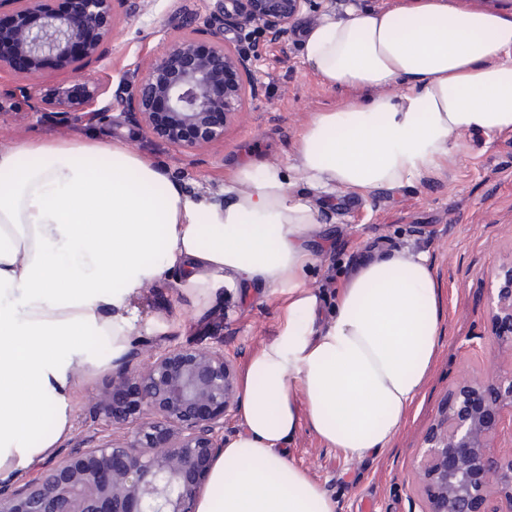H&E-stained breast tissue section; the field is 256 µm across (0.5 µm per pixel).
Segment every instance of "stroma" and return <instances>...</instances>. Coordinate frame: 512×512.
Listing matches in <instances>:
<instances>
[{
    "instance_id": "obj_1",
    "label": "stroma",
    "mask_w": 512,
    "mask_h": 512,
    "mask_svg": "<svg viewBox=\"0 0 512 512\" xmlns=\"http://www.w3.org/2000/svg\"><path fill=\"white\" fill-rule=\"evenodd\" d=\"M225 6V0H114L112 35L86 69L91 82L107 89L100 98L111 107L106 119L58 126L26 107H14L0 115V151L45 137L120 138L188 190L213 195L247 159L293 168L297 138L318 113L342 110L350 100L372 94L364 87L324 84L303 63L301 35L285 43L256 39L255 72L242 112L225 123L222 138L192 152L152 137L115 95L122 81L133 79L173 40L190 35L211 40L210 22L223 20ZM458 142V152L433 168L431 177L357 198L356 208H349L341 191L315 198L320 225L306 281L324 302L333 300L363 254L377 248L425 250L442 285L446 312L422 389L388 448L368 460L347 461L308 422H300L288 457L336 496L340 512H359L366 498L375 512H422L414 482L421 441L463 368L479 372L489 364L482 338L491 329V276L512 265V130L489 137L465 132ZM283 300L267 290L245 297L231 288L201 311L168 276L143 288L144 317L134 330L135 342L144 359L180 345H220L241 370L277 336ZM111 377L106 370L80 379L72 429L56 458L75 455L81 439L94 433V394Z\"/></svg>"
}]
</instances>
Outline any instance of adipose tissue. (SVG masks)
<instances>
[{"mask_svg":"<svg viewBox=\"0 0 512 512\" xmlns=\"http://www.w3.org/2000/svg\"><path fill=\"white\" fill-rule=\"evenodd\" d=\"M302 56L331 86L402 88L318 113L303 130L297 168L320 193L402 187L447 162L458 134L512 130V13L352 5L308 30ZM291 187L283 169L249 162L221 198L191 193L119 139L0 151V482L54 455L80 374L127 353L143 286L174 269L199 308L228 288L287 297L278 336L238 379L239 428L196 512H338L288 445L305 420L347 460L389 446L439 346L441 288L427 252L386 251L323 307L305 282L320 214Z\"/></svg>","mask_w":512,"mask_h":512,"instance_id":"1","label":"adipose tissue"}]
</instances>
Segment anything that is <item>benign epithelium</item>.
Instances as JSON below:
<instances>
[{"label":"benign epithelium","instance_id":"benign-epithelium-1","mask_svg":"<svg viewBox=\"0 0 512 512\" xmlns=\"http://www.w3.org/2000/svg\"><path fill=\"white\" fill-rule=\"evenodd\" d=\"M224 25L239 48L224 40L184 37L172 42L119 94L147 132L183 149L224 136L226 121L244 106L243 77L253 59L244 43L255 35L288 36V25L316 0H229ZM17 20L0 32V73L32 75L61 60L82 79L77 97L40 94L27 84L11 89L29 112L58 125L76 111L99 117L100 86L85 76L112 35V0H82L79 13L61 14L46 0H0ZM491 318L493 367L465 370L424 436L415 479L425 512H512V446L498 443L512 430V266L495 275ZM236 395V373L224 350L174 347L147 364L133 353L97 394L100 431L78 455L51 463L23 486L0 492V512H195Z\"/></svg>","mask_w":512,"mask_h":512}]
</instances>
